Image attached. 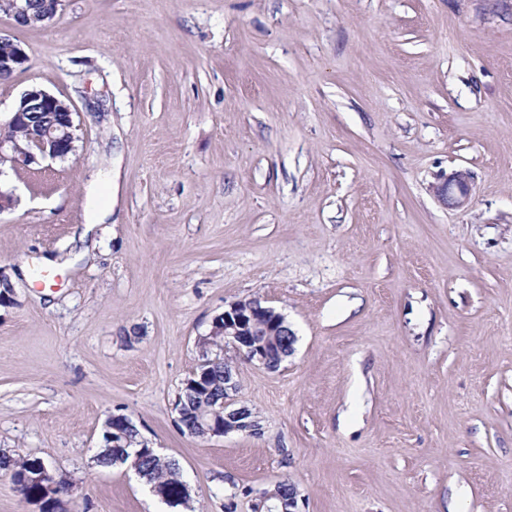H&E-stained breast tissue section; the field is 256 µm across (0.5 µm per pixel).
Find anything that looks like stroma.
Listing matches in <instances>:
<instances>
[{"instance_id":"1","label":"stroma","mask_w":512,"mask_h":512,"mask_svg":"<svg viewBox=\"0 0 512 512\" xmlns=\"http://www.w3.org/2000/svg\"><path fill=\"white\" fill-rule=\"evenodd\" d=\"M0 34L1 117L77 109L75 154L0 169V456L52 461L66 512H174L97 466L124 415L190 512L285 478L299 512H512V0H63ZM253 296L296 336L235 363L262 435L183 434L198 337ZM0 42L9 43L8 48L7 45L0 46L1 51H5L7 48L4 53H0V76L4 77L22 68L28 61V56L21 45L15 43L8 36L0 35ZM8 77L9 76H6L4 78ZM470 179L471 174L468 170H458L436 188V193L447 205L460 207L470 198Z\"/></svg>"}]
</instances>
